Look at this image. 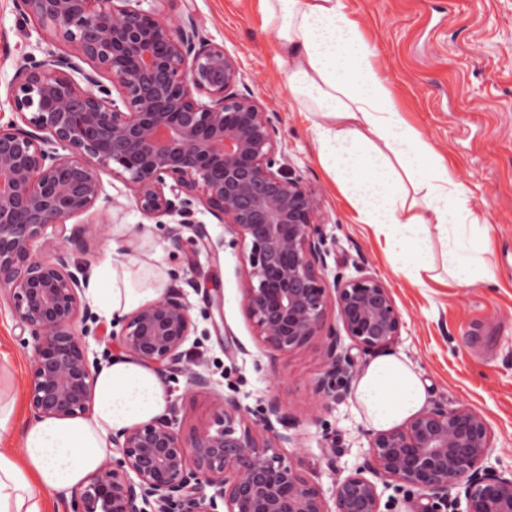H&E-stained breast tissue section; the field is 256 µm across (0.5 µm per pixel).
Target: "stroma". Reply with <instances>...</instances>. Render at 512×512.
Listing matches in <instances>:
<instances>
[{
	"label": "stroma",
	"mask_w": 512,
	"mask_h": 512,
	"mask_svg": "<svg viewBox=\"0 0 512 512\" xmlns=\"http://www.w3.org/2000/svg\"><path fill=\"white\" fill-rule=\"evenodd\" d=\"M374 47L400 112L443 157L468 191L471 207L488 225L492 243L485 260L491 279L472 286L428 281L411 287L393 274L381 245L318 164L304 113L289 100L285 74L273 60V36L264 31L251 0H189L203 35L223 45L240 67L239 89L273 112L278 148L321 202L330 251L326 280L358 273L378 276L393 292L404 328L395 351L417 366L429 401L481 412L494 436L485 462L512 473V0H345ZM37 25L23 21L13 0H0V114L10 113L6 90L18 62L40 55ZM105 202L84 216L103 231L87 237L72 260L97 272L111 243L134 242L157 254L155 267L168 289H184L195 330L185 345L191 367L203 368L211 386L189 390L183 374L165 384L179 409L183 432L206 428L214 399L236 396L257 410L277 397L289 417L286 462L331 498L338 478L362 464L369 429L353 395L327 401L313 391L324 368L321 340L294 353L263 348L246 316L240 280V248L225 246L228 232L210 214L195 212L212 241L195 266L169 246L179 216L147 218L130 188L103 175ZM32 347L8 305H0V392L15 399V425L32 422L27 381Z\"/></svg>",
	"instance_id": "stroma-1"
}]
</instances>
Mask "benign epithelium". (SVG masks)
<instances>
[{"label":"benign epithelium","instance_id":"obj_1","mask_svg":"<svg viewBox=\"0 0 512 512\" xmlns=\"http://www.w3.org/2000/svg\"><path fill=\"white\" fill-rule=\"evenodd\" d=\"M156 0H14L41 28L42 57H27L8 86L0 122V297L28 330L29 405L38 418L88 417L96 363L77 323L88 269L71 255L101 228L68 221L94 211L108 171L146 217L200 210L245 250L241 292L255 336L275 352L325 335L322 399L348 393L359 356L398 342L404 321L391 289L370 274L324 278L318 195L277 158L274 114L237 89L239 67L199 33L193 13L163 20ZM53 253L36 251L47 229ZM196 251L212 247L192 225ZM334 302L342 330L325 326ZM120 350L164 379L194 330L179 290L119 320ZM352 348L342 346V336ZM275 397L250 413L233 396L212 424L184 434L160 416L112 435L119 457L91 474L73 512H393L377 482L416 499L417 512H512V475L484 466L493 436L483 414L434 402L369 434L364 462L336 481L334 510L278 448L291 437ZM214 489L212 495L206 489ZM464 510H458L460 505Z\"/></svg>","mask_w":512,"mask_h":512}]
</instances>
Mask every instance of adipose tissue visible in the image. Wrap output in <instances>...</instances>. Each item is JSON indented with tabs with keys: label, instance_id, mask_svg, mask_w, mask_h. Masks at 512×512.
Returning a JSON list of instances; mask_svg holds the SVG:
<instances>
[{
	"label": "adipose tissue",
	"instance_id": "1",
	"mask_svg": "<svg viewBox=\"0 0 512 512\" xmlns=\"http://www.w3.org/2000/svg\"><path fill=\"white\" fill-rule=\"evenodd\" d=\"M288 94L311 116L317 159L382 244L388 264L416 288L443 268L461 286L489 278L480 220L462 186L398 109L389 80L343 0H252ZM442 266H435L433 250ZM148 262L112 255L92 297L119 318L163 294ZM88 418H42L14 427L13 401L0 400V512H48L49 495L80 488L103 463L109 437L160 416L165 388L155 371L118 358L98 372ZM368 426L385 430L418 413L427 392L401 353L371 360L354 387ZM17 446H10L11 436Z\"/></svg>",
	"mask_w": 512,
	"mask_h": 512
}]
</instances>
